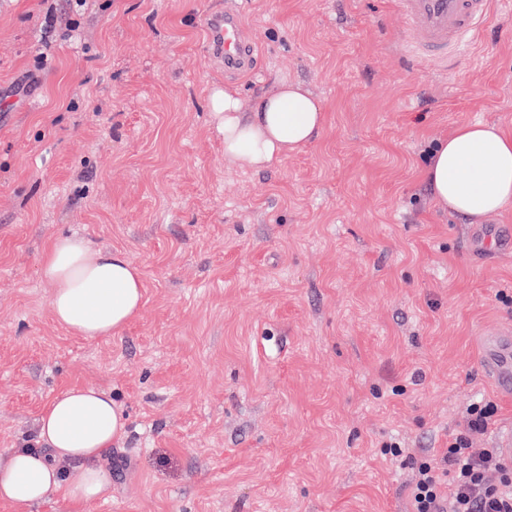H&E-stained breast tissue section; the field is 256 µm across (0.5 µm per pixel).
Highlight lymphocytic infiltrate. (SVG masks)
<instances>
[{"mask_svg":"<svg viewBox=\"0 0 512 512\" xmlns=\"http://www.w3.org/2000/svg\"><path fill=\"white\" fill-rule=\"evenodd\" d=\"M496 413L494 401L470 404L446 452L415 461L411 512H512V460L498 448L472 447L473 436L485 433ZM492 471L497 480H489Z\"/></svg>","mask_w":512,"mask_h":512,"instance_id":"obj_1","label":"lymphocytic infiltrate"}]
</instances>
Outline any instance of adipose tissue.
I'll return each mask as SVG.
<instances>
[{"label":"adipose tissue","instance_id":"adipose-tissue-1","mask_svg":"<svg viewBox=\"0 0 512 512\" xmlns=\"http://www.w3.org/2000/svg\"><path fill=\"white\" fill-rule=\"evenodd\" d=\"M210 102L224 134V161L242 170L281 163L312 142L326 122L322 103L301 84L285 80L248 110L229 86L214 89ZM426 178L440 207L481 223L512 205V134L480 121L459 125L432 151ZM39 273L50 289L55 322L76 336L120 335L144 305L141 274L127 253L93 247L80 236L54 239ZM125 426L122 408L97 387L54 396L38 419L40 448L0 454V499L32 505L57 490L75 501L100 498L110 480L99 462ZM62 461L69 471L59 469Z\"/></svg>","mask_w":512,"mask_h":512}]
</instances>
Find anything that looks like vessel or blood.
Returning a JSON list of instances; mask_svg holds the SVG:
<instances>
[{
	"label": "vessel or blood",
	"instance_id": "b4317fda",
	"mask_svg": "<svg viewBox=\"0 0 512 512\" xmlns=\"http://www.w3.org/2000/svg\"><path fill=\"white\" fill-rule=\"evenodd\" d=\"M512 11V0H396L406 23V32L419 57L438 58L453 67L461 53L482 33L492 4ZM207 48L224 72L234 76L253 70L255 50L242 37V14L238 4L205 18ZM481 367L495 387L512 396V330L502 329L482 340Z\"/></svg>",
	"mask_w": 512,
	"mask_h": 512
}]
</instances>
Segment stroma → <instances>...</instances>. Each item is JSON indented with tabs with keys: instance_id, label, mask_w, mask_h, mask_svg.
I'll use <instances>...</instances> for the list:
<instances>
[{
	"instance_id": "obj_1",
	"label": "stroma",
	"mask_w": 512,
	"mask_h": 512,
	"mask_svg": "<svg viewBox=\"0 0 512 512\" xmlns=\"http://www.w3.org/2000/svg\"><path fill=\"white\" fill-rule=\"evenodd\" d=\"M226 2L87 0L71 32L70 0H0V452L38 447L69 388L127 416L103 498L0 512H409L412 460L469 404L498 406L474 447L512 430L478 365L479 330L512 325V206L471 224L425 177L458 125L512 133V16L448 72L412 54L394 0H242L257 63L230 77L202 22ZM284 78L323 131L274 168L227 166L212 89L248 110ZM61 234L139 267L121 335L54 321L39 260Z\"/></svg>"
}]
</instances>
